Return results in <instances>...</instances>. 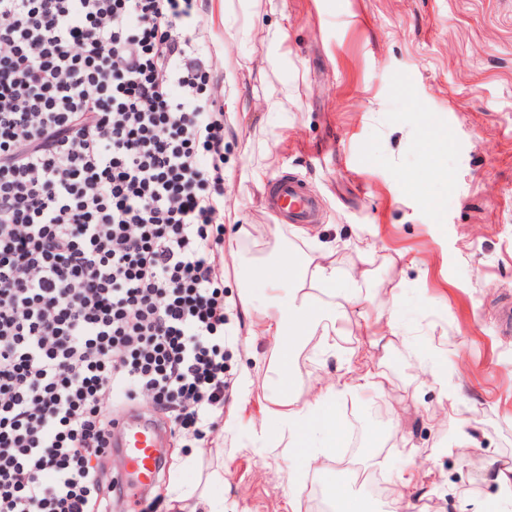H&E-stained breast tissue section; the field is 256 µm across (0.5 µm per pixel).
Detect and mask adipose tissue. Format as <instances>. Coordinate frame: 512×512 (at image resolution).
<instances>
[{"instance_id":"adipose-tissue-1","label":"adipose tissue","mask_w":512,"mask_h":512,"mask_svg":"<svg viewBox=\"0 0 512 512\" xmlns=\"http://www.w3.org/2000/svg\"><path fill=\"white\" fill-rule=\"evenodd\" d=\"M282 258L257 266L255 275L265 278L271 290L266 304L255 306L249 292L240 295L243 306L255 314V325L260 335L273 343L272 372L278 387L266 398L263 416L251 432L264 451L284 455L292 452L309 427H316L322 435L321 443L306 456V467L319 470L330 455V447L337 440L335 400L339 393L351 394L364 389L383 388V375L370 365L350 370L342 386H320L310 399L300 400L290 393L293 383L289 357L294 347L309 337H319L321 347H328L332 336L338 335L336 326L339 310L360 305L363 298L359 289L336 285V260L332 253L321 252L297 262L290 250H282ZM323 294L334 312L325 315L314 304L316 294ZM279 425L277 435H270V425Z\"/></svg>"}]
</instances>
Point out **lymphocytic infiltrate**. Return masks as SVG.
Masks as SVG:
<instances>
[{
    "label": "lymphocytic infiltrate",
    "instance_id": "obj_1",
    "mask_svg": "<svg viewBox=\"0 0 512 512\" xmlns=\"http://www.w3.org/2000/svg\"><path fill=\"white\" fill-rule=\"evenodd\" d=\"M198 0H0V512H112L114 403L213 432L224 106Z\"/></svg>",
    "mask_w": 512,
    "mask_h": 512
}]
</instances>
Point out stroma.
Here are the masks:
<instances>
[{
    "instance_id": "obj_1",
    "label": "stroma",
    "mask_w": 512,
    "mask_h": 512,
    "mask_svg": "<svg viewBox=\"0 0 512 512\" xmlns=\"http://www.w3.org/2000/svg\"><path fill=\"white\" fill-rule=\"evenodd\" d=\"M195 27L222 76L224 204L238 209L224 227L239 253L224 268L232 372L250 373L256 390L246 398L232 386L197 450L166 439L165 473L136 493L160 496L167 512L199 483L224 512H287L304 463L252 442L275 384L269 343L240 300L248 288L264 302L251 272L282 238L301 255L333 251L337 287L366 272L348 335L293 355L300 399L371 355L379 315L395 317L385 389L337 397L340 443L334 461L306 473L302 512H332L337 486L370 512H402L389 489L410 460L433 472L411 489L426 512H476L498 496L490 463L512 466V330L499 320L512 302V0H203ZM284 176L322 204L305 233L263 203ZM370 437L378 464L362 482L347 462Z\"/></svg>"
}]
</instances>
